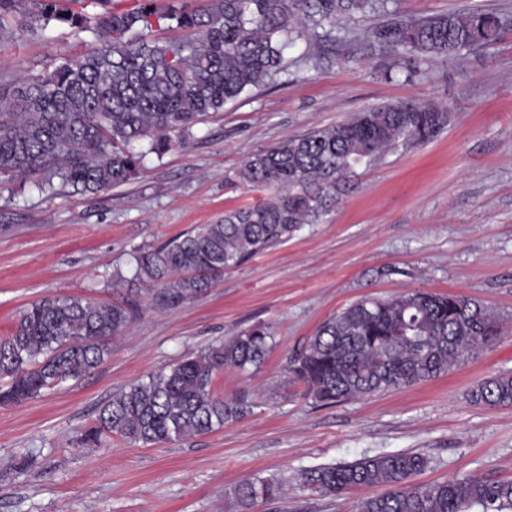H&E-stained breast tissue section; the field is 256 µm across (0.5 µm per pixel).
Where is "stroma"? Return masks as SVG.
Here are the masks:
<instances>
[{"instance_id":"35a3bbf8","label":"stroma","mask_w":512,"mask_h":512,"mask_svg":"<svg viewBox=\"0 0 512 512\" xmlns=\"http://www.w3.org/2000/svg\"><path fill=\"white\" fill-rule=\"evenodd\" d=\"M29 0L0 17V84L76 59L94 43L67 27L33 30ZM388 13L345 18L329 46L298 41L265 86L147 155L133 182L97 193H38L0 175V336L20 311L55 294L131 303L138 313L103 364L22 404L0 405V512H356L359 493L301 484L306 470L415 451L413 484L512 479V406L472 390L512 374V27L488 48L422 64L372 50L390 12L408 19L494 11L512 0H390ZM434 101L455 115L435 140L355 168L335 204L288 241L226 270L178 305L133 278V257L262 194L238 176L248 156L353 113ZM423 290L485 306L501 333L447 374L410 388L323 405L289 373L316 328L366 295ZM256 324L273 346L259 369L224 368L214 390L247 414L187 443L144 446L117 435L83 443L125 384ZM273 478L279 493L243 510L235 491Z\"/></svg>"}]
</instances>
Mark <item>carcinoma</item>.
<instances>
[{
  "label": "carcinoma",
  "instance_id": "1",
  "mask_svg": "<svg viewBox=\"0 0 512 512\" xmlns=\"http://www.w3.org/2000/svg\"><path fill=\"white\" fill-rule=\"evenodd\" d=\"M33 0L31 27L66 25L93 34L96 45L29 80L0 89V173L40 191L108 190L136 179L148 154L167 153L198 123L259 88L280 69L285 49L299 39L327 42L336 24L384 0H207L196 9L160 12L154 0L93 17L63 2ZM166 21L186 32L149 39ZM512 19L473 10L418 20H395L371 33L373 43L419 62L488 48ZM432 102L406 101L359 112L262 149L245 162L241 178L268 191L257 203L228 211L134 256V278L177 305L201 294L214 276L285 241L302 224L325 214L347 175L399 147L434 139L452 121ZM59 184H54V179ZM126 305L74 295L28 304L14 328L0 336V404H15L78 380L111 352L112 337L131 323ZM497 334L495 320L455 295L413 291L364 297L321 323L290 367L315 401L413 386ZM271 334L255 325L222 345L130 382L112 394L84 434L95 443L117 434L144 444L188 442L244 417L248 404L212 390L226 367L259 368ZM479 404L512 405V375L472 390ZM428 466L418 453H390L306 471L303 483L336 495L381 486L357 512H512V480L453 478L425 490L408 485ZM271 480L237 490L243 509L276 495Z\"/></svg>",
  "mask_w": 512,
  "mask_h": 512
}]
</instances>
